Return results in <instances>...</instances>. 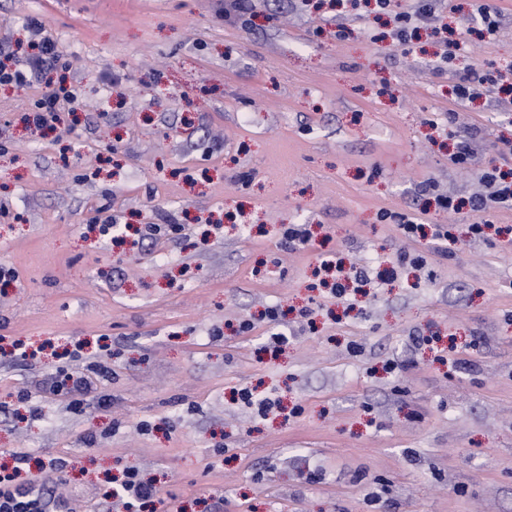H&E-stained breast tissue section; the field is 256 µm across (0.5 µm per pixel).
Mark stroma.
I'll return each mask as SVG.
<instances>
[{
	"mask_svg": "<svg viewBox=\"0 0 512 512\" xmlns=\"http://www.w3.org/2000/svg\"><path fill=\"white\" fill-rule=\"evenodd\" d=\"M482 5L500 18L486 38ZM226 6L0 0V41L37 21L86 103L48 131L21 120L41 84L0 87V267L17 274L0 339L36 352L0 355V466L63 459L35 476L70 512H107L128 466L160 490L148 512H512V208L483 239L477 213L434 201L512 168V97L491 83L512 68V0H440L469 32L446 64L443 34L398 45L363 2ZM470 72L490 83L462 103ZM398 215L447 225L451 255ZM109 219L124 243L96 232ZM339 260L367 278L341 299L321 284ZM74 348L109 370L79 414L46 384ZM243 389L280 406L258 415Z\"/></svg>",
	"mask_w": 512,
	"mask_h": 512,
	"instance_id": "stroma-1",
	"label": "stroma"
}]
</instances>
